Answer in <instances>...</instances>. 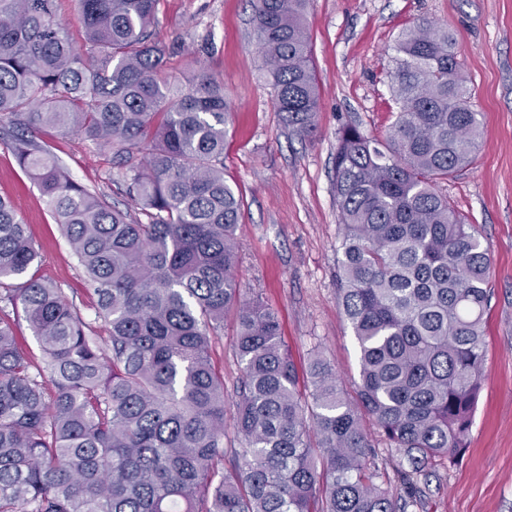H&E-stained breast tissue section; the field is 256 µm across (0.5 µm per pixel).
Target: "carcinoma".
I'll return each instance as SVG.
<instances>
[{
	"label": "carcinoma",
	"mask_w": 512,
	"mask_h": 512,
	"mask_svg": "<svg viewBox=\"0 0 512 512\" xmlns=\"http://www.w3.org/2000/svg\"><path fill=\"white\" fill-rule=\"evenodd\" d=\"M55 0H0V143L37 184L94 287L92 325L51 282L0 197V512H407L437 460L460 459L485 358L491 257L435 186L468 165L480 113L447 27L424 20L394 44L397 105L386 140L342 128L334 185L338 301L359 347L357 401L320 355L311 401L274 312L236 281L242 200L224 178L231 116L203 69L183 85L156 37L160 0H73L79 51ZM277 111L307 137L319 105L310 0H251ZM80 133L129 168L147 222L74 181L34 132ZM238 312L234 422L224 471V376L211 362ZM23 317L42 358L15 333ZM371 419L403 451L396 501L372 469Z\"/></svg>",
	"instance_id": "cac0c4a2"
}]
</instances>
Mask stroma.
<instances>
[{
  "label": "stroma",
  "mask_w": 512,
  "mask_h": 512,
  "mask_svg": "<svg viewBox=\"0 0 512 512\" xmlns=\"http://www.w3.org/2000/svg\"><path fill=\"white\" fill-rule=\"evenodd\" d=\"M249 0H161L157 33L172 48L169 73L188 82L205 66L224 82L231 108L224 176L242 201L237 278L246 300L279 319L299 370L320 350L344 382L359 372L358 347L338 306L340 228L334 158L341 129L385 137L395 120L390 92L392 47L400 31L425 19L452 36L461 73L481 112L474 161L437 190L475 224L492 258L483 389L460 460L438 462L420 482L423 510L512 512V0H312V40L320 103L311 138L278 112L261 70ZM78 183L103 192L138 218L126 194V167L81 134H46ZM0 197L13 202L40 252L31 272L62 288L85 318L95 296L39 190L0 144ZM235 316L213 341L212 363L234 406L238 363Z\"/></svg>",
  "instance_id": "stroma-1"
}]
</instances>
